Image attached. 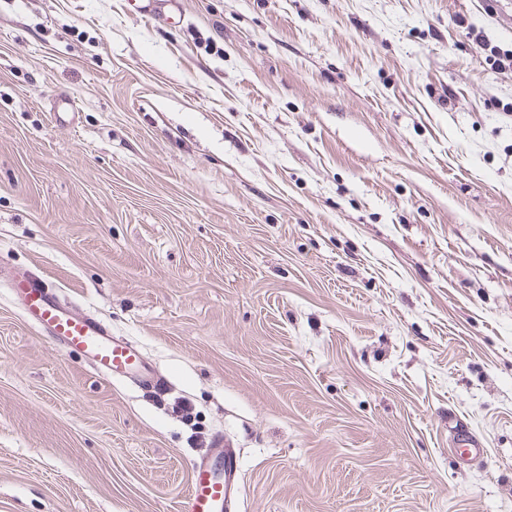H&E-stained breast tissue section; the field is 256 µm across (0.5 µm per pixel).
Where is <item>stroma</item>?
Listing matches in <instances>:
<instances>
[{"instance_id":"35a3bbf8","label":"stroma","mask_w":512,"mask_h":512,"mask_svg":"<svg viewBox=\"0 0 512 512\" xmlns=\"http://www.w3.org/2000/svg\"><path fill=\"white\" fill-rule=\"evenodd\" d=\"M164 10L0 0V268L166 391L0 281V512H177L218 434L232 512H512V0ZM9 289L30 326L63 348L83 352L93 369L116 378L133 377L146 386L160 381L138 347L112 336L102 320L73 311L39 274L28 271L15 275Z\"/></svg>"}]
</instances>
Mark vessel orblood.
Listing matches in <instances>:
<instances>
[{
  "label": "vessel or blood",
  "instance_id": "b4317fda",
  "mask_svg": "<svg viewBox=\"0 0 512 512\" xmlns=\"http://www.w3.org/2000/svg\"><path fill=\"white\" fill-rule=\"evenodd\" d=\"M10 293L30 326L61 347L83 352L93 369L116 378L133 377L146 386L159 382L155 368L138 347L113 336L102 320L73 311L39 274L29 271L13 276ZM239 471V455L232 448L195 458L180 512H229Z\"/></svg>",
  "mask_w": 512,
  "mask_h": 512
}]
</instances>
